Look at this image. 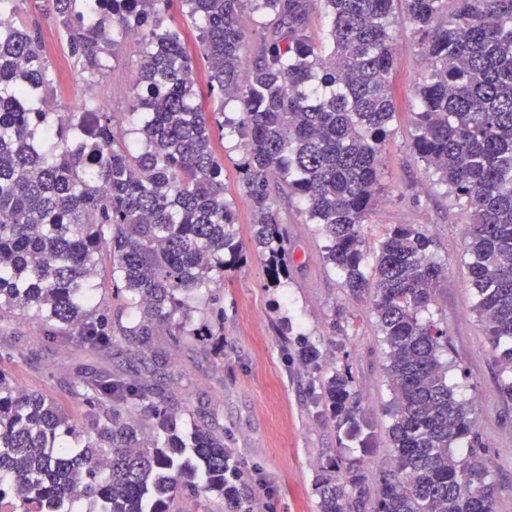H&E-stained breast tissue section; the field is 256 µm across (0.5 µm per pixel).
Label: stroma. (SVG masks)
Instances as JSON below:
<instances>
[{"label": "stroma", "instance_id": "stroma-1", "mask_svg": "<svg viewBox=\"0 0 512 512\" xmlns=\"http://www.w3.org/2000/svg\"><path fill=\"white\" fill-rule=\"evenodd\" d=\"M20 25L36 33L55 83L51 93L56 112H81L93 102L84 95L86 81L69 55L45 0H25L17 15ZM395 56L390 76L395 105L382 156L383 196L361 228L366 261L372 258L388 227L413 224L433 241L436 258L448 266V278L437 290L424 320L448 330V382L468 400L489 459L496 512H512V400L500 391L496 353L484 337L473 310L475 293L469 282L466 220L411 148L414 114L419 109L416 87L427 61L401 0L393 5ZM141 39L118 43L95 83L110 104L119 130L137 141L130 110L140 89ZM217 155L224 162V195L234 206L235 228L246 250L241 267L224 275V347L210 337L194 336L175 346L167 334L154 345L168 359L164 382L168 404L177 411L202 410L224 426V444L232 448L242 469L260 472L262 483H246L251 512H317L314 478L318 467L336 458L361 461L365 484L377 489L391 468L386 413L392 393L385 375L386 345L369 301L353 299L338 269L325 259V239L317 225L307 223L298 199L280 193L276 202L287 235L288 276L278 287L267 285L265 261L252 247L253 211L243 187L245 154L237 136L213 129ZM291 335H282L284 325ZM319 350L317 366L303 365L296 337ZM25 341L23 355L6 360L17 385L54 398L75 421L87 406L70 384L81 371L102 368L130 376L151 370L149 355L137 354L121 339L112 342L110 359L75 344H46L25 314L0 325V355L11 338ZM348 368L360 408L372 434L371 448L327 423L311 392L332 368Z\"/></svg>", "mask_w": 512, "mask_h": 512}]
</instances>
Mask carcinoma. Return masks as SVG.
<instances>
[{
	"mask_svg": "<svg viewBox=\"0 0 512 512\" xmlns=\"http://www.w3.org/2000/svg\"><path fill=\"white\" fill-rule=\"evenodd\" d=\"M197 24L209 93L239 102L224 117L244 140V188L253 240L268 283L288 275L277 180L321 226L326 261L354 298H367L387 346L392 469L374 496L359 461L321 467L318 512H495L484 443L470 406L448 385L441 360L448 331L419 313L434 301L446 264L413 224L388 228L372 275L363 272L360 226L382 191V155L395 116L389 76L394 0H182ZM428 69L418 85L412 149L467 217L474 311L500 351L502 392L512 399V0H402ZM169 0H52L53 22L91 82L128 30L145 51L132 112L142 145L127 144L114 116L91 109L44 111L53 76L41 45L19 24L0 31V322L28 314L48 342L73 341L107 359L112 340L152 350L158 328L224 339V272L246 257L224 199V161L195 103L194 58L163 28ZM453 8H448V4ZM327 36L307 21L316 5ZM255 15L251 30L240 24ZM265 44L255 62L250 39ZM103 264L135 309L112 320L93 276ZM209 292L214 324L192 326L190 301ZM101 371L72 391L85 401L77 423L53 399L20 388L0 369V512H180L186 498L213 496L248 512L244 474L230 468L224 425L199 411L191 432L168 409L156 375ZM346 369H334L318 401L335 427L359 439L362 422ZM71 438L74 444L65 442ZM466 442L462 459L453 445ZM358 490L355 499L347 488Z\"/></svg>",
	"mask_w": 512,
	"mask_h": 512,
	"instance_id": "cac0c4a2",
	"label": "carcinoma"
}]
</instances>
